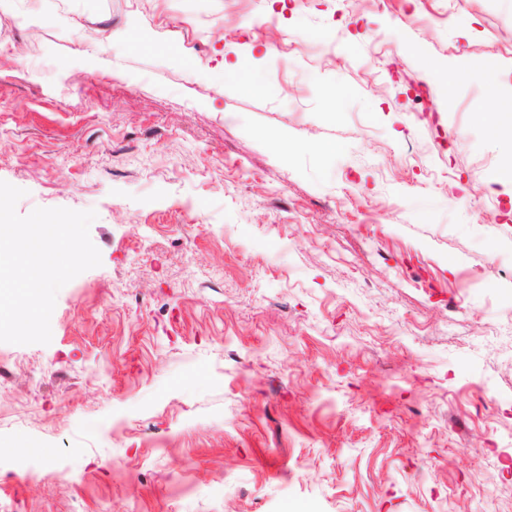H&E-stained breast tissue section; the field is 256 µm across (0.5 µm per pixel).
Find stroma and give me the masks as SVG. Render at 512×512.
<instances>
[{"instance_id":"stroma-1","label":"stroma","mask_w":512,"mask_h":512,"mask_svg":"<svg viewBox=\"0 0 512 512\" xmlns=\"http://www.w3.org/2000/svg\"><path fill=\"white\" fill-rule=\"evenodd\" d=\"M510 95L512 0L0 11V181L101 255L0 342V512H512ZM512 99L502 97L494 100L491 112L478 111V117L482 122L488 138H497L505 127L511 128L512 123Z\"/></svg>"}]
</instances>
